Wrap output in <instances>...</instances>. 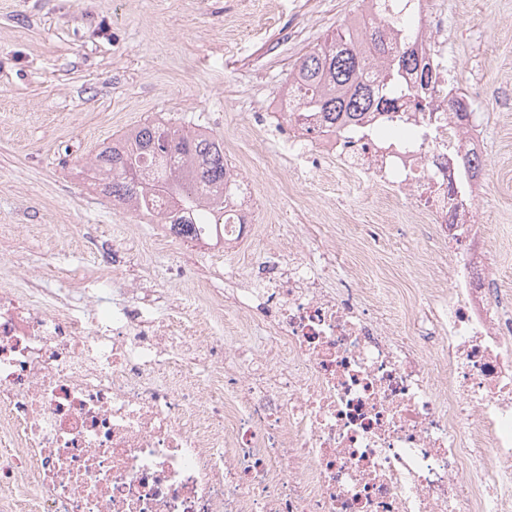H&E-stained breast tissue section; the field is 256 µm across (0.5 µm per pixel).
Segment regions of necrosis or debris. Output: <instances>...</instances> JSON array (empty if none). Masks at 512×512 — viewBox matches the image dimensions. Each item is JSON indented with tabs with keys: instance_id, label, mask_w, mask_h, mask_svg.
<instances>
[{
	"instance_id": "4bbe7bcc",
	"label": "necrosis or debris",
	"mask_w": 512,
	"mask_h": 512,
	"mask_svg": "<svg viewBox=\"0 0 512 512\" xmlns=\"http://www.w3.org/2000/svg\"><path fill=\"white\" fill-rule=\"evenodd\" d=\"M444 0H415L395 45L417 43L433 72L384 87L395 112L333 122L297 81L263 104L284 141L237 154L243 168L312 161L377 195L379 220L406 200L409 223L447 247L429 282V341L372 297L336 295L327 252L240 268L232 304L195 298L240 334L225 342L150 288L103 309L98 276L44 267L0 289V512H512V298L480 229L486 169L472 117L448 109L439 47ZM240 177L221 235L193 243L236 254L259 211ZM259 347H252V333Z\"/></svg>"
}]
</instances>
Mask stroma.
Listing matches in <instances>:
<instances>
[{"mask_svg": "<svg viewBox=\"0 0 512 512\" xmlns=\"http://www.w3.org/2000/svg\"><path fill=\"white\" fill-rule=\"evenodd\" d=\"M446 2L448 82L482 92L472 104L488 141L481 223L497 249L495 276L512 295V0ZM358 12L359 0H0V225L44 244L19 265L2 251L0 266L25 277L45 264L92 265V252L67 246L69 227L82 224L136 264L108 273L104 304L126 300L136 278L181 298L186 284L170 275L180 256L220 294L225 271L287 253L289 225L317 236L327 213L345 266L375 258L376 270L353 288L384 289L385 312L420 311L427 276L448 277V252L404 223V203L380 224L372 190L349 193L315 173L296 180L284 163L251 169L267 219L245 254L217 260L158 241L153 225L94 191L83 173L100 144L147 120L202 127L243 152L258 133L279 138L259 104L285 87L301 54Z\"/></svg>", "mask_w": 512, "mask_h": 512, "instance_id": "35a3bbf8", "label": "stroma"}]
</instances>
